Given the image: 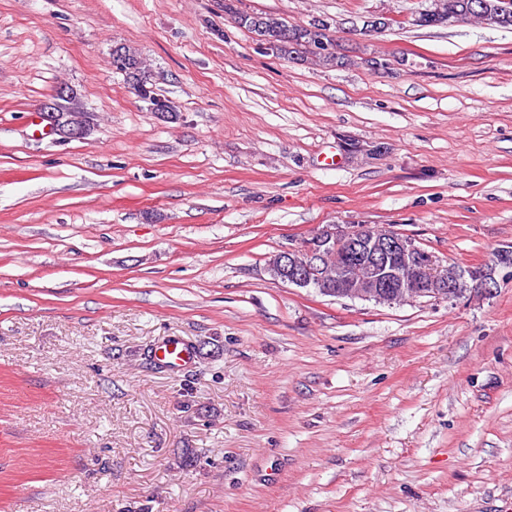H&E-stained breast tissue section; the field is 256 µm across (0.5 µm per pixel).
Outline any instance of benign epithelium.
<instances>
[{
    "label": "benign epithelium",
    "instance_id": "obj_1",
    "mask_svg": "<svg viewBox=\"0 0 512 512\" xmlns=\"http://www.w3.org/2000/svg\"><path fill=\"white\" fill-rule=\"evenodd\" d=\"M335 249L346 257L336 263V294L342 298L379 304L427 296L450 303L462 298L458 280L464 271L448 270L444 260L420 250L412 239L378 225L338 228L334 237L284 250L285 281L300 288L311 285Z\"/></svg>",
    "mask_w": 512,
    "mask_h": 512
}]
</instances>
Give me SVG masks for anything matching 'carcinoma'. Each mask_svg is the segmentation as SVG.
Masks as SVG:
<instances>
[{"mask_svg":"<svg viewBox=\"0 0 512 512\" xmlns=\"http://www.w3.org/2000/svg\"><path fill=\"white\" fill-rule=\"evenodd\" d=\"M499 0H433L427 13L419 15L418 25L431 26L451 21L479 19L491 22L493 27H512V11H498ZM237 23L254 32L260 41L284 59L295 54L313 66L333 67L343 64V57L336 53V41L330 34L328 21L312 17L305 25L292 26L275 14L236 13ZM112 67L124 73L128 85L140 99L158 107L163 112H173L167 101L155 96L150 87V74L141 57L130 48L117 47L112 52ZM49 122H70L86 127L91 117L77 106L76 99L59 97L56 107L46 112Z\"/></svg>","mask_w":512,"mask_h":512,"instance_id":"obj_1","label":"carcinoma"}]
</instances>
